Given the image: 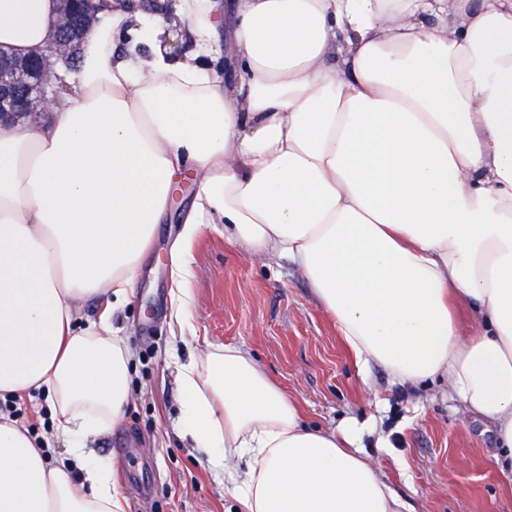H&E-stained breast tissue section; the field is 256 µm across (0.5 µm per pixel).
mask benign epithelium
I'll return each instance as SVG.
<instances>
[{"label": "benign epithelium", "instance_id": "obj_1", "mask_svg": "<svg viewBox=\"0 0 512 512\" xmlns=\"http://www.w3.org/2000/svg\"><path fill=\"white\" fill-rule=\"evenodd\" d=\"M61 3L53 39L47 48L30 58L11 64L13 69L26 75V88L21 89L4 77V62L0 61V127L13 125L21 118L48 107L50 57L72 59L73 46L85 37L89 29V0H61Z\"/></svg>", "mask_w": 512, "mask_h": 512}]
</instances>
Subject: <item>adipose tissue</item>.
Masks as SVG:
<instances>
[{
  "mask_svg": "<svg viewBox=\"0 0 512 512\" xmlns=\"http://www.w3.org/2000/svg\"><path fill=\"white\" fill-rule=\"evenodd\" d=\"M59 10L0 0V52L45 50ZM52 70L53 115L0 128V399L41 392L53 419L34 438L0 413V512H122L87 440L130 401L112 311L187 169L183 239L220 224L287 260L358 365L441 378L512 449V0H181L171 21L101 0L76 68ZM91 297L103 314L74 329ZM174 368L181 436L245 512H410L353 430L304 427L249 350Z\"/></svg>",
  "mask_w": 512,
  "mask_h": 512,
  "instance_id": "adipose-tissue-1",
  "label": "adipose tissue"
}]
</instances>
